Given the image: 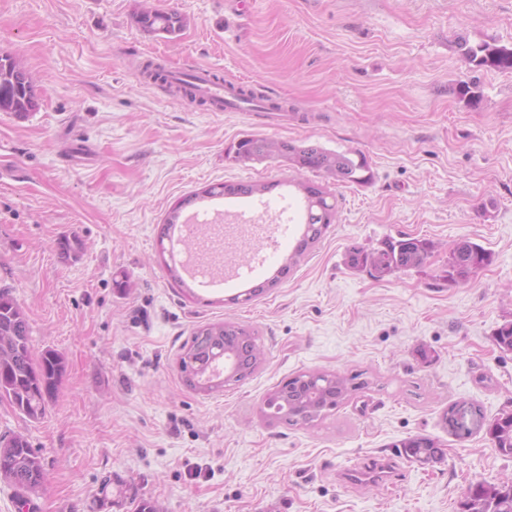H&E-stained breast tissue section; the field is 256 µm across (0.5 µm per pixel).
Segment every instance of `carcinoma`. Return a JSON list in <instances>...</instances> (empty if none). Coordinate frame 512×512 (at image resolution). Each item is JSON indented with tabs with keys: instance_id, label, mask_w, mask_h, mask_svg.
Returning <instances> with one entry per match:
<instances>
[{
	"instance_id": "cac0c4a2",
	"label": "carcinoma",
	"mask_w": 512,
	"mask_h": 512,
	"mask_svg": "<svg viewBox=\"0 0 512 512\" xmlns=\"http://www.w3.org/2000/svg\"><path fill=\"white\" fill-rule=\"evenodd\" d=\"M138 22L151 32L174 36L184 27L183 17L175 11L148 8L138 14ZM465 61L475 68L512 72V47L487 42L459 43ZM37 108L36 89L22 61L10 54L0 56V112L26 116ZM227 157L235 162L280 159L299 170L322 172L338 182L367 185L373 173L366 156L360 152H332L317 145H296L256 135H247L234 143ZM277 184L220 183L210 185L178 202L168 213L159 231V240L171 237L180 223L184 208L202 198L253 195L269 192ZM306 205L302 216L303 232L291 255L276 274L251 289L246 300L277 286L288 276L297 260L320 241L336 218V204L328 202L327 188L315 181H300ZM433 243L418 238L388 239L378 249L352 247L347 266L365 270L376 278L394 272L422 267ZM491 262V253L480 245L462 240L448 255V280L463 283ZM256 331L243 324L223 321L197 326L191 340L182 347L179 368L185 384L196 391H211L229 382H240L261 366L262 352L256 343ZM65 369L64 358L53 350L35 355L30 341L28 316L6 288H0V399L7 400L30 420L42 418L46 404L59 391ZM347 380L332 372L300 373L271 391L261 408L268 422L313 426L347 398ZM490 440L501 453L512 455V412L504 413L489 425ZM407 457L428 464L438 460V442L416 436L401 442ZM0 479L11 484L20 505L42 489L46 473L41 457L22 435L0 440ZM460 512H512V485L478 482L467 489L459 503Z\"/></svg>"
}]
</instances>
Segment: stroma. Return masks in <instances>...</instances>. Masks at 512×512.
Here are the masks:
<instances>
[{"instance_id":"stroma-1","label":"stroma","mask_w":512,"mask_h":512,"mask_svg":"<svg viewBox=\"0 0 512 512\" xmlns=\"http://www.w3.org/2000/svg\"><path fill=\"white\" fill-rule=\"evenodd\" d=\"M186 25L144 30L146 7ZM512 45V0H0V54H19L38 107L0 112V288L24 308L36 352L65 372L44 416L0 400V436L23 435L47 478L30 512H459L469 485L512 482L489 424L512 412V73L474 69L458 40ZM203 67L305 118L184 105L146 82L143 61ZM474 84L477 102L458 93ZM254 134L363 153L358 186L323 178L335 224L276 288L240 294L284 263L302 232L298 192L197 204L279 215L277 242L243 279L180 286L158 228L182 197L224 182H288L281 163H239ZM310 178V171L300 173ZM426 239L420 268L381 278L349 248ZM77 242L63 252V240ZM492 255L467 282L444 278L454 244ZM230 319L256 329L264 362L211 393L188 389L178 355L192 329ZM361 375L365 388L317 427L266 425L259 408L298 373ZM479 408L470 434L444 420ZM424 435L427 465L400 444ZM392 462L395 483H346L343 470ZM401 448L408 458L421 464L435 462L441 456L438 442L427 436H416L401 442Z\"/></svg>"}]
</instances>
